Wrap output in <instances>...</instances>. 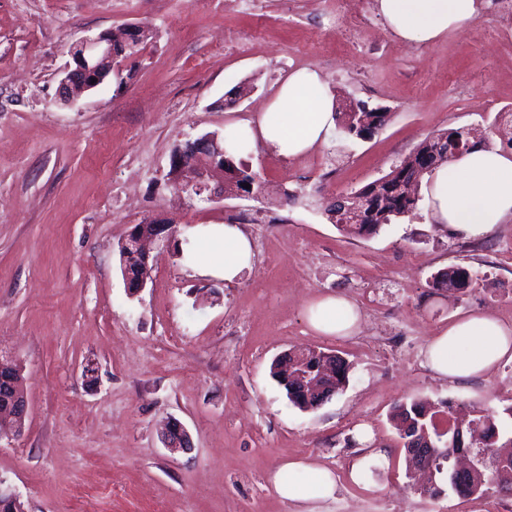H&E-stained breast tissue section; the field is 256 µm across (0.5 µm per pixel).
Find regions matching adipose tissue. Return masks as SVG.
Instances as JSON below:
<instances>
[{
    "label": "adipose tissue",
    "mask_w": 512,
    "mask_h": 512,
    "mask_svg": "<svg viewBox=\"0 0 512 512\" xmlns=\"http://www.w3.org/2000/svg\"><path fill=\"white\" fill-rule=\"evenodd\" d=\"M482 0H376L377 13L402 44L426 45L468 26ZM336 103L322 76L303 69L288 76L249 129V147L264 146L294 159L326 144L336 125ZM430 215L449 234L483 238L512 217V153L467 151L436 168L424 182ZM184 264L202 277L233 284L253 266L254 247L236 224H199L181 245ZM310 328L322 335L350 337L360 327L357 306L340 295H322L307 307ZM425 363L437 376L463 382L485 377L512 362V325L490 313L470 312L429 339ZM276 493L290 502L321 501L336 493L332 470L289 461L272 476Z\"/></svg>",
    "instance_id": "obj_1"
}]
</instances>
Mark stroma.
<instances>
[{
    "label": "stroma",
    "mask_w": 512,
    "mask_h": 512,
    "mask_svg": "<svg viewBox=\"0 0 512 512\" xmlns=\"http://www.w3.org/2000/svg\"><path fill=\"white\" fill-rule=\"evenodd\" d=\"M484 7L429 46L395 41L374 0H0V361L24 369L21 436L0 442V488L27 512H512V498L424 496L406 475L389 421L411 400L493 412L512 433V363L467 384L423 366L428 337L467 312L512 323V221L481 239L431 223L426 200L378 234L350 237L325 209L385 176L426 137L479 128L491 150L512 113V21ZM141 26L137 58L76 103L58 79L82 37ZM321 73L337 110L381 108L372 136L335 127L328 144L283 160L264 148L243 160L261 173L260 199L199 200L173 186L171 155L187 140L224 136L290 73ZM298 202L285 203V193ZM254 221V267L231 286L185 267L181 239L153 250L151 277L126 291L119 245L157 216L178 229ZM275 212L279 224L262 216ZM459 266L477 282L454 295L431 286ZM338 294L363 316L338 339L307 325L308 303ZM332 351L348 385L317 409L292 405L270 365L284 351ZM93 365L98 381L81 377ZM186 427L170 453L162 427ZM369 428L387 457L352 482ZM305 460L336 474L334 498L293 504L271 482Z\"/></svg>",
    "instance_id": "1"
}]
</instances>
